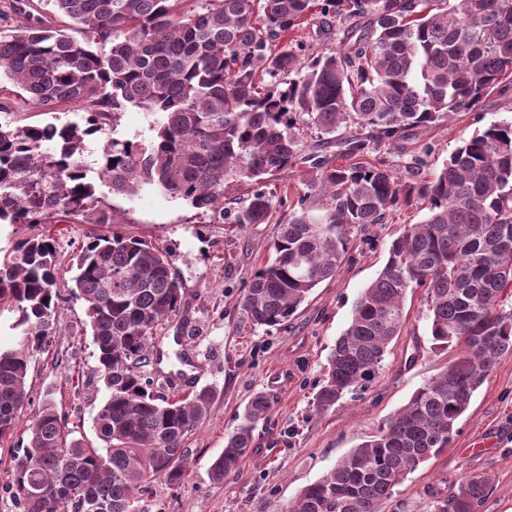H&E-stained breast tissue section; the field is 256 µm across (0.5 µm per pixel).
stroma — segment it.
Returning <instances> with one entry per match:
<instances>
[{
    "instance_id": "obj_1",
    "label": "stroma",
    "mask_w": 512,
    "mask_h": 512,
    "mask_svg": "<svg viewBox=\"0 0 512 512\" xmlns=\"http://www.w3.org/2000/svg\"><path fill=\"white\" fill-rule=\"evenodd\" d=\"M341 25L332 33L322 29L320 14L308 16L284 37L303 54L338 47ZM13 125H44L53 120L80 121L72 105L50 115L28 105L19 95L0 93ZM512 121V91L488 95L476 112H461L450 120L412 132L404 141L381 146L382 158L405 174L415 157H423L420 178L441 169L449 154L475 131L491 123ZM312 172L305 163L256 185L234 181L224 187L226 202L242 204L254 191L272 199L266 224H238L232 216L217 222L199 215L185 201L155 187L124 197L97 185L99 206L110 213L111 224L46 225L59 243L58 262L68 267L74 252L88 237L122 231L166 248L183 276L181 309L159 326L152 343L163 356L150 364L148 375L157 394L181 399L210 388L213 400L205 423L189 436L187 477L179 488L154 486L144 505L147 512H281L297 491L316 481L352 448L377 434L388 418L403 407L425 381L445 368L451 350L433 346L423 289L405 299L406 323L389 346L383 365L364 391L346 395L324 414H314L311 402L322 384L327 358L347 328L360 292L384 267L391 242L405 225L422 221L421 202L392 211L385 223L355 229L348 253L335 278L320 283L293 316L280 327H256L244 316L240 299L254 272L268 258L279 225L299 206L319 212L322 193L312 190ZM64 302L46 351L34 353L27 376L33 415L45 398L66 414L75 437L100 446L94 419L105 400L97 372L92 338L85 331L82 301L62 289ZM265 393L272 409L253 432L250 448L235 472L223 482L210 477L213 461L240 423L254 393ZM496 443L481 455L468 448L486 437ZM490 475L491 490L481 512H512V353H505L475 393L457 423V432L438 457L421 464L378 512H433L431 492L442 481L467 474Z\"/></svg>"
}]
</instances>
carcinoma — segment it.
<instances>
[{
	"instance_id": "cac0c4a2",
	"label": "carcinoma",
	"mask_w": 512,
	"mask_h": 512,
	"mask_svg": "<svg viewBox=\"0 0 512 512\" xmlns=\"http://www.w3.org/2000/svg\"><path fill=\"white\" fill-rule=\"evenodd\" d=\"M71 20L63 29L24 14L0 34L3 75L46 114L81 106L79 122L14 128L0 123V221L40 224L85 218L110 224L95 181L115 195L158 187L201 215L224 221V184L261 183L300 155L297 118L323 135L354 125L393 144L417 128L472 112L512 78V0H46ZM351 40L303 58L280 45L313 11ZM131 105L152 118V138H108L89 164L92 137L116 126ZM311 186L327 196L320 214L303 209L279 225L273 257L255 271L240 306L255 326L288 322L344 260L357 227L382 224L414 200L427 216L393 240L378 277L361 291L348 327L327 359L312 402L328 411L379 373L400 335L408 289L426 293L433 345L455 352L387 421L301 488L287 512H376L422 463L450 444L459 418L498 359L512 351V123L464 139L429 180L365 162L316 163ZM272 200L258 190L238 224L269 222ZM71 294L83 301L106 400L95 417L101 448L71 437L47 398L13 457L11 491L23 512H144L156 480L179 486L187 436L209 415L212 392L165 399L143 368L157 327L180 310L183 281L166 249L117 230L93 236L75 255ZM57 242L37 234L0 258V306L18 313L16 346L0 350V439L29 402L33 353L46 350L61 296ZM254 394L242 423L210 468L216 482L235 470L267 418ZM482 473L449 494L431 493L434 512H479Z\"/></svg>"
}]
</instances>
